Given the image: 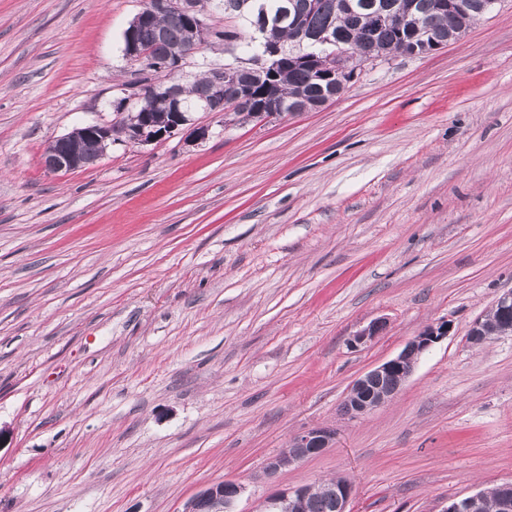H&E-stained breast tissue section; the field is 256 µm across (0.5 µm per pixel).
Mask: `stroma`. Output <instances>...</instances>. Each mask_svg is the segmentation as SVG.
<instances>
[{
    "instance_id": "stroma-1",
    "label": "stroma",
    "mask_w": 512,
    "mask_h": 512,
    "mask_svg": "<svg viewBox=\"0 0 512 512\" xmlns=\"http://www.w3.org/2000/svg\"><path fill=\"white\" fill-rule=\"evenodd\" d=\"M142 4L0 0V512H183L224 480L256 512L338 478L350 512H443L512 481V337L466 340L512 289V0L317 111L195 112L48 172L116 119ZM444 320L394 399L343 414ZM314 426L333 446L267 477ZM448 321L441 322L437 327H429L413 336L405 343L404 348L394 357L374 366L359 376L350 386L343 405L347 414L353 418L366 415L376 408L392 400L401 390L404 383L412 376L419 358L435 343L448 335ZM398 378L395 385L380 390L385 380ZM374 380L379 383L376 394L367 395L368 383ZM361 394V397H358Z\"/></svg>"
}]
</instances>
